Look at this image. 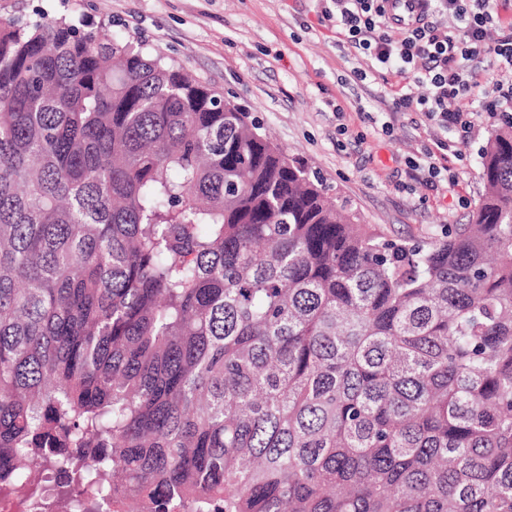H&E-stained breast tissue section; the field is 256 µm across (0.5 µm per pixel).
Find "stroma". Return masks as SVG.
Returning <instances> with one entry per match:
<instances>
[{"label": "stroma", "mask_w": 512, "mask_h": 512, "mask_svg": "<svg viewBox=\"0 0 512 512\" xmlns=\"http://www.w3.org/2000/svg\"><path fill=\"white\" fill-rule=\"evenodd\" d=\"M327 0H0V16L36 13L89 20L183 67L252 113L263 132L318 174L361 223L391 238L429 241L463 224L484 190L482 147L497 117L490 99L473 112L466 141L398 112L418 83L373 70L337 38ZM368 71L359 81L357 71ZM447 149H439L440 140ZM432 151L447 174L429 182L410 159Z\"/></svg>", "instance_id": "obj_1"}]
</instances>
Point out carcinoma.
<instances>
[{
	"label": "carcinoma",
	"mask_w": 512,
	"mask_h": 512,
	"mask_svg": "<svg viewBox=\"0 0 512 512\" xmlns=\"http://www.w3.org/2000/svg\"><path fill=\"white\" fill-rule=\"evenodd\" d=\"M391 239L104 27L0 18V485L32 512H512V119Z\"/></svg>",
	"instance_id": "obj_1"
}]
</instances>
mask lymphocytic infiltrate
I'll return each mask as SVG.
<instances>
[{"mask_svg": "<svg viewBox=\"0 0 512 512\" xmlns=\"http://www.w3.org/2000/svg\"><path fill=\"white\" fill-rule=\"evenodd\" d=\"M336 32L356 54L362 55L402 80L425 85L427 95L413 99L399 95L394 107L418 112L439 129L453 126L467 132L470 114L458 108L479 84V63L487 61L499 78L495 90L512 103V33L486 45L488 31L499 14L493 0H417L411 23L394 26L381 0H332ZM453 15L461 26L441 28L434 15Z\"/></svg>", "mask_w": 512, "mask_h": 512, "instance_id": "1", "label": "lymphocytic infiltrate"}]
</instances>
